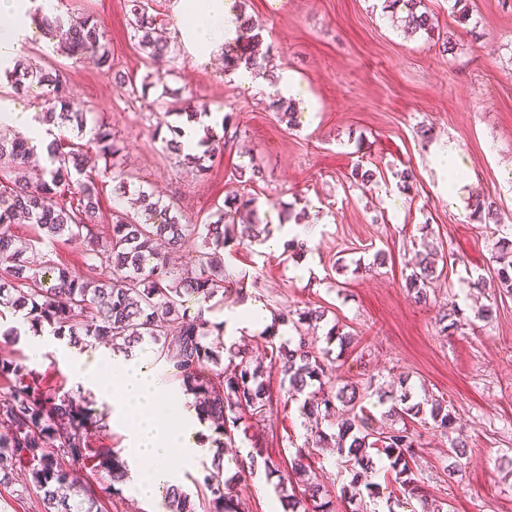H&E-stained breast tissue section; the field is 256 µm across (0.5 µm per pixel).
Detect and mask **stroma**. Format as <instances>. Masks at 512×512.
Returning a JSON list of instances; mask_svg holds the SVG:
<instances>
[{
  "label": "stroma",
  "instance_id": "obj_1",
  "mask_svg": "<svg viewBox=\"0 0 512 512\" xmlns=\"http://www.w3.org/2000/svg\"><path fill=\"white\" fill-rule=\"evenodd\" d=\"M70 12L93 13L110 39L112 67L72 59L49 48L41 30L29 27L19 52L33 66L60 70L71 110L88 123L102 121L124 149L113 171L96 160L98 223L108 224L116 199L114 171L140 176L145 189L174 202L185 224L214 221L226 197L254 198L261 223L281 233L305 213L310 231L302 257L263 244L230 243L224 250L227 290L212 320L239 298L268 311L322 308L327 316L311 335L324 341L339 325L354 342L336 360L342 382L374 378L383 390L406 377L417 399L445 398L453 426L441 432L416 425L417 460L429 498L449 512H512V292L501 288L491 259L497 237L512 239V0H467L478 28L461 23L448 0H424L434 35L404 32L383 10V0H226L229 11L260 24L266 52L265 83L234 82L224 54L200 62L182 32L181 0H149L172 53L173 72L156 68L130 26L127 0H63ZM455 47L444 51L442 38ZM129 76L145 98L115 81ZM296 79L295 123L270 104L279 99L282 74ZM192 96L208 111L230 115L235 137L209 161L205 176L179 166L156 132L160 120L178 124L172 105ZM454 150L473 195L496 199L501 224L473 218L464 202L448 198L440 153ZM260 168L261 177L241 183L239 172ZM379 169L364 186L352 185L355 167ZM412 172L403 189L401 172ZM438 251L429 300L416 302L405 286L409 261L423 242ZM384 267L365 272L377 252ZM483 281L475 289L474 281ZM456 303L468 319L455 334H440V306ZM492 305L491 319L478 318ZM19 341L0 335V355L23 350L49 392L80 387L77 357L112 359L110 346L71 343L69 337L34 334L20 325ZM271 412L255 426L273 456H288L311 433L298 403L286 402L279 376H271ZM468 445L461 472L451 473V441ZM312 468L334 502L350 480L336 453L316 449Z\"/></svg>",
  "mask_w": 512,
  "mask_h": 512
}]
</instances>
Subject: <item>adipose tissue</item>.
Returning <instances> with one entry per match:
<instances>
[{
	"label": "adipose tissue",
	"instance_id": "adipose-tissue-1",
	"mask_svg": "<svg viewBox=\"0 0 512 512\" xmlns=\"http://www.w3.org/2000/svg\"><path fill=\"white\" fill-rule=\"evenodd\" d=\"M22 0H0V70L10 68L17 57L27 29L20 17ZM186 19L185 34L197 60H208L212 52L237 36L238 23L228 13L224 0H183ZM225 342L238 336L271 332L287 335L284 326H273L271 316L253 304H242L227 315ZM76 373L88 385L102 387L111 382L107 400L112 406L113 420L127 430L126 454L141 462L139 487L155 495L163 485L173 484L175 473L168 460L179 455L190 462L200 452L201 432L183 415L179 401L163 400L155 377L145 366L99 358H82L75 363Z\"/></svg>",
	"mask_w": 512,
	"mask_h": 512
}]
</instances>
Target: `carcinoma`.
Instances as JSON below:
<instances>
[{
    "label": "carcinoma",
    "instance_id": "obj_1",
    "mask_svg": "<svg viewBox=\"0 0 512 512\" xmlns=\"http://www.w3.org/2000/svg\"><path fill=\"white\" fill-rule=\"evenodd\" d=\"M128 2L139 44L157 70L170 72L174 57L168 42L158 35L156 17L148 13L145 0ZM423 6V0H384V9L399 16L403 27L429 35L434 27L428 12L421 10ZM61 7L60 0L49 10L41 3L29 9L28 15L47 37L66 28L63 49L68 56L80 59L90 55L99 66L112 69L100 20L92 13L74 20ZM256 27L255 22L245 20L236 41L224 46V68L242 63L260 68L257 57L248 52ZM6 77L17 92L34 80L44 87L41 121L48 125V132L73 122L78 131H84L86 115L70 110L62 73L17 60ZM167 128L172 138L165 140L166 149L184 155L199 174L207 171L203 160L225 144L224 137L205 126L198 141L202 151L186 154L178 140L180 129L170 124ZM92 143L107 164L123 150L112 129L103 124L94 127ZM32 152L23 134L0 133V322L9 314L22 312L31 328L47 329L54 336H82L89 343H105L119 351L146 339L157 345L158 359L193 396L191 408L197 418L212 422L218 431L211 466L203 480H193L204 491V512H245L243 501L229 491L221 459L224 446L236 443L240 436L251 440V452L249 465L235 473L236 482L247 483L261 466L269 475L279 474L274 492L288 512H334L332 500L325 497L312 475L310 449H296L282 470L268 449L248 435L243 418L265 420L271 402L268 378L273 373L280 376L281 384L288 385V399L304 397V415L327 422L328 429L315 428L312 446L335 449L345 463L351 480L341 488V496L353 505L352 512H360L364 498L380 497L379 484L373 481V450L385 455L395 471L397 488L385 497L384 512H398L414 499L422 502V512H444L445 503L428 502L424 482L411 465L416 439L408 421L448 431L453 419L447 400L432 397L414 402L401 378L400 394L383 393L379 399L391 401L383 416L397 418L402 424L380 425L358 406L356 387H338L332 381L330 348L316 349L302 336L295 344L277 343L271 334L265 368L253 364L246 350L224 347V323L210 321L207 314L215 308L214 299L224 295V247L233 241L229 227L239 222L240 239L262 241L254 199L228 197L217 220L182 224L173 203L155 200L153 194L139 189L140 210L113 212L112 224L102 239L94 225L99 191L93 178L85 175L81 146L53 138L47 146L49 166L41 170L30 168ZM471 206L478 219L498 221L495 202L476 195ZM20 216L33 224V236L28 239L11 231ZM195 236L202 238L204 248L181 266L170 265L158 249L164 243L179 250L186 239ZM59 239L86 246L80 272L49 260L41 267L28 261L26 254L37 245ZM493 251L492 258L499 264L497 279L501 287L512 289V241L498 239ZM433 255L430 249L417 252L406 276V287L419 300L427 298V290L437 278ZM186 297L193 299L194 310L184 306ZM295 315L291 324L297 330L302 325L317 326L325 311L307 308ZM462 321V309L454 304L439 313L443 334L453 333ZM0 383L5 385L0 393V486L12 485L16 472L23 471L28 486L39 494L40 512H102L104 500L122 495L129 480L127 462L111 450L90 447L88 440L91 430L107 429L106 413L96 412L79 393L43 396L35 373L20 355L0 357ZM88 463L103 480L79 487L78 501L64 495L63 489L75 487V467ZM287 483L302 485L303 496L288 492L284 488ZM163 495L169 512H196L190 494L181 487H165Z\"/></svg>",
    "mask_w": 512,
    "mask_h": 512
}]
</instances>
